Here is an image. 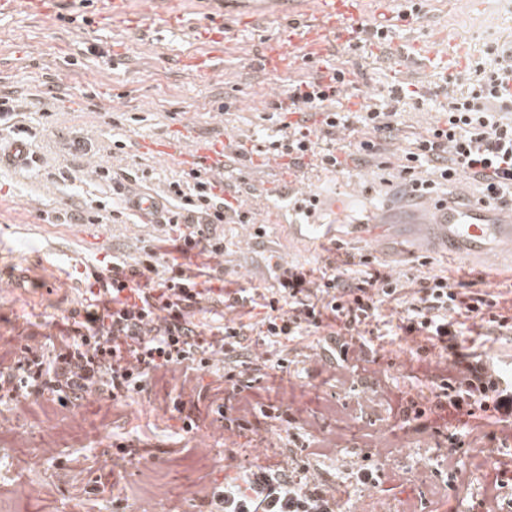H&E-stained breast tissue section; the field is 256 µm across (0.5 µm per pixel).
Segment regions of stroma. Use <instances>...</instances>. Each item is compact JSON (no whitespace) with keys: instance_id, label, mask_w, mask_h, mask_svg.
I'll return each mask as SVG.
<instances>
[{"instance_id":"obj_1","label":"stroma","mask_w":512,"mask_h":512,"mask_svg":"<svg viewBox=\"0 0 512 512\" xmlns=\"http://www.w3.org/2000/svg\"><path fill=\"white\" fill-rule=\"evenodd\" d=\"M75 10L73 0H59L61 18L54 22L24 14L0 17V94L16 101L15 114L0 135L23 131L31 158L24 166L0 165V354L11 340L56 336L62 316L78 306L88 270L97 260L112 254L135 258L146 246L173 251L163 225L126 211L111 183L97 176L98 166L111 168L128 194L146 191L161 197L182 169L167 159L138 154V140L183 139L192 133L199 139L221 136L264 147L276 132L268 119L270 104L289 80L257 66L263 43L277 35L275 21L232 32V45L214 76L202 78L178 65L180 56L200 47L201 29L171 27L158 19L140 33L64 22V15ZM511 24L512 0H476L471 7L463 0H434L398 40L426 41L438 51L457 38L468 56L476 57L491 31ZM327 61L355 70L351 92L367 104L386 97L398 79L394 56L385 49L343 45ZM407 67L410 83L423 97L400 107V131L387 146L393 161L447 103L438 59L421 57ZM227 97L234 105L224 112L220 105ZM298 186L323 189L320 221L339 225L351 252H371L381 237L391 244L385 261L395 272L409 271L418 251L415 236L405 227L425 223L421 200L381 184L368 166L351 165L333 174L310 167L299 172ZM99 203L108 210L103 223H69L70 212ZM242 204L265 224L267 235L255 240L246 227L224 225L226 239L234 243L224 258L225 277L233 287L269 285L264 258L272 249L300 262H326V242L300 245L289 239L283 202L253 195ZM426 253L432 262L419 268V275L481 276L489 288L512 284V258L481 260L435 245ZM412 346L411 340L400 339L379 345L376 355L379 367L401 390L423 401L434 388L416 376ZM259 385L275 405L299 402L321 435L339 425L338 411L356 409L374 391L373 378H358L344 388L298 365L284 373L266 370ZM178 389L172 381L121 406L94 395L71 411L31 398L0 403V512H113L116 498L124 500L126 512H140L145 502L154 512H206L200 490L223 484L228 449L222 435L209 429L182 432L170 403ZM453 424L447 412L439 411L406 427L397 413L379 405L366 410L347 437L358 443L368 432L374 446L394 443L383 483L363 490L349 479L347 448L318 458V469L337 480L340 496L354 500L357 512L427 506L446 477L443 432ZM121 443L132 454L119 462L112 450ZM287 444V422L258 416L238 437L236 448L244 463L263 464L278 459ZM503 455L487 440L462 448L459 494L447 500V507L480 512L485 476ZM116 464L123 471L120 484L92 489L91 479Z\"/></svg>"}]
</instances>
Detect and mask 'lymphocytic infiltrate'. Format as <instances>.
<instances>
[{"mask_svg":"<svg viewBox=\"0 0 512 512\" xmlns=\"http://www.w3.org/2000/svg\"><path fill=\"white\" fill-rule=\"evenodd\" d=\"M350 74L329 65L305 82L288 83L283 100L271 104L281 128L270 142L273 155L297 169L310 160L322 171H340L345 161L337 148L321 146L315 135L357 124L364 134L355 157L379 159L382 142L398 130V104L421 93L397 86L385 104L354 112L342 103ZM511 80L512 45L491 40L468 63L466 91L449 96L441 118L402 155L398 176L410 195L432 196L467 177L476 183L480 201L512 204ZM314 116L319 123L312 127L308 120ZM215 187L195 170L170 182L173 209L165 223L176 256L149 248L143 259L116 255L109 273L92 272L83 302L70 313L69 335L52 346L18 341L9 364H0V398L48 393L75 408L98 395L118 404L175 373L190 385L219 360L226 367L219 381L231 389L213 400L215 415L224 419L217 430L234 438L255 411L272 415L243 382V370L287 369L291 345L312 336L316 342L306 362L315 374L344 385L352 375L371 371L375 343L405 336L415 339L419 368L437 386L430 408L456 421L448 435L452 447L474 439L469 421L477 413L491 421L512 414V380L504 377L499 360L474 348L460 350L463 338L476 330L512 335V315L502 313L501 293L443 275L411 283L375 269L372 255L344 251L338 239L335 257L322 267L272 261V287H224L227 245L220 227L249 218ZM195 253L215 259V267L192 271L186 259ZM391 303L401 308L394 321L383 314ZM206 306L217 314L208 323L198 318ZM342 441L332 434L318 439L304 458L235 465L234 477L206 493L210 512H337L339 499L312 461Z\"/></svg>","mask_w":512,"mask_h":512,"instance_id":"lymphocytic-infiltrate-1","label":"lymphocytic infiltrate"}]
</instances>
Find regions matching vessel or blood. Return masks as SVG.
<instances>
[{"instance_id":"obj_1","label":"vessel or blood","mask_w":512,"mask_h":512,"mask_svg":"<svg viewBox=\"0 0 512 512\" xmlns=\"http://www.w3.org/2000/svg\"><path fill=\"white\" fill-rule=\"evenodd\" d=\"M306 18L282 23L278 37L268 40L260 51V64L270 73L294 69L300 61H314L326 57L340 41H347L351 31L357 30L356 17L361 11V0H305ZM407 0L375 9L374 16L390 35H397L403 28L401 7ZM57 0H0V15L23 13L45 19L55 16ZM150 8L146 0H103L102 15L113 27L136 30L144 26ZM231 23L227 16H209L204 21L206 33L202 50L182 55L181 68L196 75L209 76L216 58L228 47ZM465 47L456 39H449L443 49L441 67L450 79H462L465 68ZM139 150L154 155L179 157L187 165L204 162L214 170H224L233 165L236 155L223 143L200 145L192 154H179L166 139L155 138L140 142ZM265 164L275 176L262 187L271 195H288L291 214H305L306 221L292 224L288 232L295 238L311 240L329 237L327 225L318 223L316 210L310 206V193L298 191L294 175L284 173L280 159L266 158ZM436 215L434 233L447 246L459 254H494L501 244L512 241V210L488 204L456 205L451 202L430 201Z\"/></svg>"}]
</instances>
